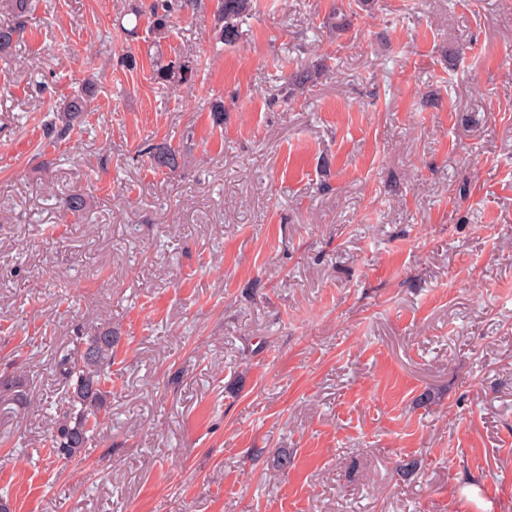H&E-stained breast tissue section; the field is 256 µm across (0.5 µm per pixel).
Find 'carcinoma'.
<instances>
[{"instance_id": "cac0c4a2", "label": "carcinoma", "mask_w": 512, "mask_h": 512, "mask_svg": "<svg viewBox=\"0 0 512 512\" xmlns=\"http://www.w3.org/2000/svg\"><path fill=\"white\" fill-rule=\"evenodd\" d=\"M7 14L14 21L0 22V54H7L21 34L16 24L30 9L31 0H0ZM255 0H215V41L224 45L235 44L239 37V25L254 10ZM200 7L199 0H151L144 4L130 0L126 12L140 21L144 13L151 18L150 35L156 44L166 39L170 18L193 12ZM153 76L158 84L178 83L188 85L204 69L202 58L190 53L174 60L150 61ZM93 84L66 99L56 116L44 124L45 134L54 143L71 139L75 127L85 119ZM151 166L157 170L175 171L180 167L181 152L167 143H151L142 149ZM84 350L77 359L60 358L67 391L65 404L54 415L47 429L45 441L52 457L67 465L81 459L82 454L95 436L97 429L110 420L108 388L110 368L114 359L116 337L112 326L102 324L90 328L82 337Z\"/></svg>"}]
</instances>
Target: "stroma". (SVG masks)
Wrapping results in <instances>:
<instances>
[{"mask_svg": "<svg viewBox=\"0 0 512 512\" xmlns=\"http://www.w3.org/2000/svg\"><path fill=\"white\" fill-rule=\"evenodd\" d=\"M124 4L34 0L23 65L0 61V373L28 399L0 400V497L512 512V0H373L333 32V0H257L232 46L203 0L161 44L205 58L190 88L156 84ZM90 78L83 132L47 145ZM75 189L79 222L57 203ZM105 320L112 423L64 466L54 360ZM181 152L167 143H151L142 149V156H145L154 169L170 172L180 167L182 159Z\"/></svg>", "mask_w": 512, "mask_h": 512, "instance_id": "obj_1", "label": "stroma"}]
</instances>
